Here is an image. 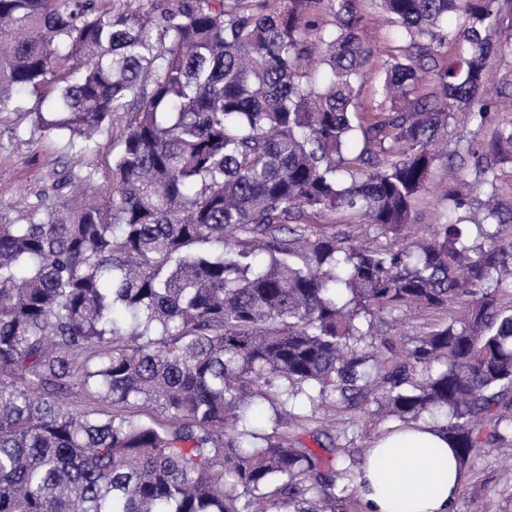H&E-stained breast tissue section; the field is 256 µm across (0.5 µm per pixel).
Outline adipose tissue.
Wrapping results in <instances>:
<instances>
[{
    "label": "adipose tissue",
    "instance_id": "adipose-tissue-1",
    "mask_svg": "<svg viewBox=\"0 0 512 512\" xmlns=\"http://www.w3.org/2000/svg\"><path fill=\"white\" fill-rule=\"evenodd\" d=\"M464 478L450 441L422 420L373 442L355 489L364 512H454Z\"/></svg>",
    "mask_w": 512,
    "mask_h": 512
}]
</instances>
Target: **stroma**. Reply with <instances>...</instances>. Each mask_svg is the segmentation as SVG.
<instances>
[{
  "mask_svg": "<svg viewBox=\"0 0 512 512\" xmlns=\"http://www.w3.org/2000/svg\"><path fill=\"white\" fill-rule=\"evenodd\" d=\"M364 16L363 41L372 49L366 77L358 91L357 103L362 111L378 112L381 100L376 88L382 78L380 62L398 39L390 20L378 12L373 0H360ZM488 92L497 101V111L490 123L479 127L468 123L465 113H456L448 127L450 138L460 136L488 139L496 129L512 125V60L496 61ZM44 98L38 90H28L10 108L0 112V221L14 219L37 195L52 192L56 181L71 168H91L106 174L112 162L109 151L85 157L67 156L62 139L33 131L31 112ZM473 182L472 166H464L459 180L448 177L446 159L436 161L431 170L429 187L418 197L409 236L414 240L429 238L434 227L448 210V203L459 181ZM447 313L421 312L410 309L393 311L379 324L380 334L389 336L398 349L412 348L414 340L437 323L446 322ZM304 414L301 426L290 433L305 444L320 440L335 451V461L363 459L372 440L391 429L396 418L382 414L374 395L359 404L336 406L298 403ZM491 501L497 512H512V450L504 448L475 456L472 467L457 493L456 512H469L472 499Z\"/></svg>",
  "mask_w": 512,
  "mask_h": 512,
  "instance_id": "1",
  "label": "stroma"
}]
</instances>
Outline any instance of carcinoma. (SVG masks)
<instances>
[{"instance_id": "obj_1", "label": "carcinoma", "mask_w": 512, "mask_h": 512, "mask_svg": "<svg viewBox=\"0 0 512 512\" xmlns=\"http://www.w3.org/2000/svg\"><path fill=\"white\" fill-rule=\"evenodd\" d=\"M374 3L402 44L377 89L391 107L366 115L359 0H0V112L47 84L35 129L112 152L104 183L70 169L0 223V512H344L343 470L288 436L289 404L355 403L373 378L403 424L448 411L462 470L512 447V203L495 198L512 129L444 153L490 187L478 237L457 194L405 244L455 112L492 118L512 0H466L453 30L457 0ZM340 210L397 243L316 228ZM404 307L455 313L400 356L373 329ZM367 336L371 364L351 345ZM259 399L272 431H233Z\"/></svg>"}]
</instances>
